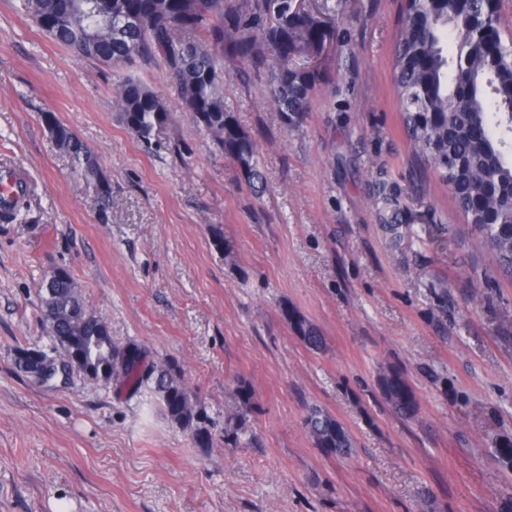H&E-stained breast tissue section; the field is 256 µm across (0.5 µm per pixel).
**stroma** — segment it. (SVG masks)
<instances>
[{"mask_svg": "<svg viewBox=\"0 0 512 512\" xmlns=\"http://www.w3.org/2000/svg\"><path fill=\"white\" fill-rule=\"evenodd\" d=\"M335 3L299 123L251 69L224 63V104L260 154L257 194L197 135L162 67L134 69L171 112L154 152L117 117L116 69L74 58L0 0V164L29 187L21 220L0 218V512H512L498 453L512 440V276L408 148L393 86L404 0L310 8ZM48 110L96 155L107 214ZM216 228L231 258L212 247ZM57 268L117 347L181 371L215 422L208 447L140 396L77 374L42 384L19 366L18 348L52 346L39 287ZM391 370L415 393L413 419L381 393ZM312 406L347 430L350 455L315 448ZM283 317L298 336V338L313 351L322 350L324 346V336L319 329L307 318L294 309L285 308Z\"/></svg>", "mask_w": 512, "mask_h": 512, "instance_id": "1", "label": "stroma"}]
</instances>
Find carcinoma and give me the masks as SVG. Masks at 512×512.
Returning <instances> with one entry per match:
<instances>
[{
    "label": "carcinoma",
    "mask_w": 512,
    "mask_h": 512,
    "mask_svg": "<svg viewBox=\"0 0 512 512\" xmlns=\"http://www.w3.org/2000/svg\"><path fill=\"white\" fill-rule=\"evenodd\" d=\"M100 0H42L21 8L38 27L75 57L105 66L132 68L149 59L161 65L181 91L183 107L196 132L210 139L240 168L249 188L262 181L257 147L251 135L224 107V58L243 61L266 76L270 103L286 123H295L321 84L322 66L310 65L316 45H332L336 30L315 14H296L289 0H111L112 20L98 9ZM478 5L449 9L448 0H411L399 31L394 56V85L403 125L416 154L454 187L467 225L489 248L497 266L512 274V161L505 158L509 132L499 116L512 113V44L486 56L467 52L474 38ZM275 15L276 21L270 20ZM478 111L461 107L463 93ZM122 123L147 145L160 144L170 122L162 98L140 78L125 74L117 84ZM43 121L63 152L71 156L102 206L112 192L97 161L54 113ZM52 352L20 350L18 364L56 360L78 352V372L95 380H115L157 399L172 422L191 431L200 446L210 441L211 421L171 365L145 372L129 350L112 342L106 321L87 305L81 287L65 269L41 286ZM283 317L311 350L324 336L294 309ZM381 392L399 416L417 413L415 395L399 373L383 376ZM305 426L316 447L345 454L353 447L348 432L331 415L311 407Z\"/></svg>",
    "instance_id": "cac0c4a2"
}]
</instances>
